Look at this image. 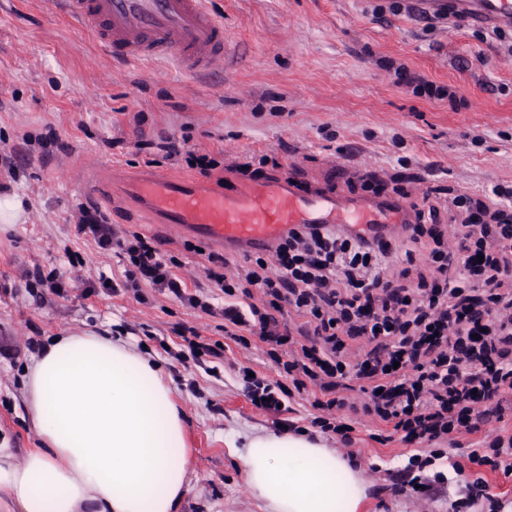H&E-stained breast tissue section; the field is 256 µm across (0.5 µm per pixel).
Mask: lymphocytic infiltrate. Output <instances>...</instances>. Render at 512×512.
<instances>
[{"label":"lymphocytic infiltrate","mask_w":512,"mask_h":512,"mask_svg":"<svg viewBox=\"0 0 512 512\" xmlns=\"http://www.w3.org/2000/svg\"><path fill=\"white\" fill-rule=\"evenodd\" d=\"M491 192L455 195L447 233L436 206L415 208L400 249L303 224L273 260L255 257L233 275L226 257L209 254L207 277L230 299L225 336L242 345L258 336L273 358L286 348L282 367L297 394L319 390L312 423L322 432H352L339 415L348 404L341 391L352 382L368 398L365 414L383 426L378 443L417 446L475 432L481 407L499 416L512 397V184ZM79 230L125 258V288L145 283L211 313L144 235L117 237L90 212ZM245 285L260 291L261 305L234 304ZM281 314L295 317L294 331H279ZM466 456L511 476L512 436L495 435Z\"/></svg>","instance_id":"f902f5d3"}]
</instances>
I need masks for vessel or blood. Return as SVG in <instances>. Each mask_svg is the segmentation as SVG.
<instances>
[{"label": "vessel or blood", "instance_id": "1", "mask_svg": "<svg viewBox=\"0 0 512 512\" xmlns=\"http://www.w3.org/2000/svg\"><path fill=\"white\" fill-rule=\"evenodd\" d=\"M405 9L449 15L480 28H512V0H403ZM59 13L93 33L118 63L158 59L208 75L226 62L224 24L207 0H54ZM84 180L96 190L117 192L153 224L213 247L252 254L269 252L302 224H333L370 241L391 242L390 225L409 224L413 212L386 194L344 195L274 172L223 186L165 171L113 172L99 168Z\"/></svg>", "mask_w": 512, "mask_h": 512}]
</instances>
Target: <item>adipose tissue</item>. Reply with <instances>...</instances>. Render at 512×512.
Returning <instances> with one entry per match:
<instances>
[{
	"label": "adipose tissue",
	"mask_w": 512,
	"mask_h": 512,
	"mask_svg": "<svg viewBox=\"0 0 512 512\" xmlns=\"http://www.w3.org/2000/svg\"><path fill=\"white\" fill-rule=\"evenodd\" d=\"M21 386L43 445L19 464L0 446V490L19 512H178L192 450L158 361L122 337L70 328L46 339ZM241 459L267 512H365L360 474L305 434L256 433Z\"/></svg>",
	"instance_id": "1"
}]
</instances>
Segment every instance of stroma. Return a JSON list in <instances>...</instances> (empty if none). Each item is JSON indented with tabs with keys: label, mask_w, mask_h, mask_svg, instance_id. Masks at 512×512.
<instances>
[{
	"label": "stroma",
	"mask_w": 512,
	"mask_h": 512,
	"mask_svg": "<svg viewBox=\"0 0 512 512\" xmlns=\"http://www.w3.org/2000/svg\"><path fill=\"white\" fill-rule=\"evenodd\" d=\"M382 0H208L224 22L233 64L196 80L169 60L119 65L84 29L55 12L50 0H0V197L21 201L20 223H0V441L16 459L41 445L21 396L22 370L46 337L69 328L121 333L159 360L178 391L192 450V475L181 512H264L250 493L239 453L263 430L302 431L341 455L356 454L367 485L366 512H489L512 502V476L463 461L459 447L478 448L488 429L512 435V404L502 420L480 424L455 442L437 440L445 456L434 468L425 507L400 488L412 453L400 441L373 440L365 398L351 393L350 442L313 427L306 397L284 399L280 412L256 408L240 370L290 386L281 364L258 337L249 347L220 330L225 298L212 287L199 241L147 223L120 198H104L82 178L112 164L186 172V164L153 157L162 136H186L212 154L214 176L275 157L281 169L334 182L342 193L405 188L408 200L446 212L449 191L481 195L512 182V55L491 31L405 13L376 14ZM449 86L465 100L429 99L395 85L382 66ZM53 134L55 141L38 140ZM408 166H401V159ZM103 213L121 236L140 233L165 257L190 292L210 295L214 315L190 309L168 291L122 288L126 262L80 234L87 209ZM57 271V291L31 288L27 275ZM109 287H102V280ZM196 327L219 356L182 357L181 326ZM484 478L490 494L463 505L464 483Z\"/></svg>",
	"instance_id": "obj_1"
}]
</instances>
